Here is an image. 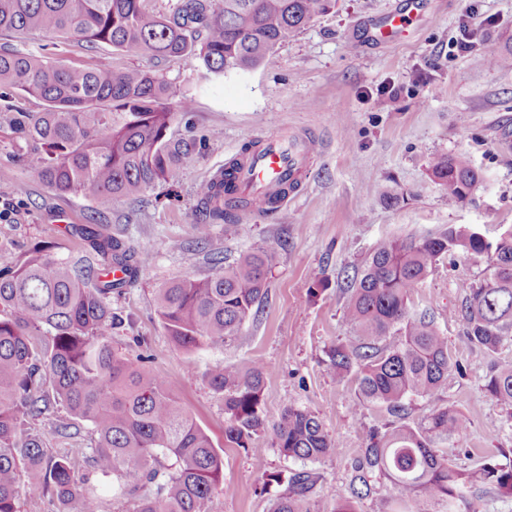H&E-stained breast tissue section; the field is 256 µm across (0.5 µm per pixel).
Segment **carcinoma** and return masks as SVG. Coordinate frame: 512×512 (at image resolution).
<instances>
[{
	"mask_svg": "<svg viewBox=\"0 0 512 512\" xmlns=\"http://www.w3.org/2000/svg\"><path fill=\"white\" fill-rule=\"evenodd\" d=\"M334 0H175L166 13L147 0H0V33L24 39L34 32L81 45L106 44L125 56L159 63L197 61L200 78L257 67L267 55L327 12ZM0 85L45 102L41 112H16L15 130L41 146L51 162L39 177L64 195H90L100 204L138 199L159 181L194 163L191 146L166 136L174 108L189 111L191 96L176 103L172 85L155 70L74 68L45 56L0 45ZM433 177L448 190V204L464 201L481 174L463 154H439ZM197 242L217 224L239 223L247 203L224 180L199 187ZM86 258L56 259L44 247L0 267V512H20V499L48 497L76 512H101L97 496L79 477L72 458L49 451L41 433L26 426L61 405L69 416L92 423L98 433L89 461L112 475L121 495L133 497L126 512H205L224 490V461L209 437L173 395L166 378L141 357L115 348L112 329L121 322L112 296L135 282L149 256L112 237L107 226L76 229ZM485 255L480 285L464 283L461 319L470 342L487 352L512 339V231L496 241L466 224L434 237L393 238L364 262L360 275L344 278V318L351 342L328 353L336 373L357 376L358 402L385 407L402 420L374 432L356 460L350 497L336 512H354L350 498L370 493L374 473L384 476L409 512H473L469 489L476 482L512 496V467L484 463L465 470L439 452L438 444L462 434L467 420L448 406L424 422L403 423L413 399L442 391L455 362L434 317L413 312L411 297L437 262L450 252ZM274 256L249 252L202 279L184 278L160 289L158 314L173 343L192 351L204 342L233 341L256 316L267 294ZM128 278L110 280V267ZM272 372L254 364H226L208 377L224 401V435L244 445L265 430L264 380ZM487 391L512 410V362L495 367ZM275 443L290 458L316 461L338 448L319 418L292 405L272 425ZM30 473L19 482L20 469ZM318 476L298 472L272 512H316L310 496Z\"/></svg>",
	"mask_w": 512,
	"mask_h": 512,
	"instance_id": "1",
	"label": "carcinoma"
}]
</instances>
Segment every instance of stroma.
Returning a JSON list of instances; mask_svg holds the SVG:
<instances>
[{"label":"stroma","mask_w":512,"mask_h":512,"mask_svg":"<svg viewBox=\"0 0 512 512\" xmlns=\"http://www.w3.org/2000/svg\"><path fill=\"white\" fill-rule=\"evenodd\" d=\"M399 2L336 0L329 13L248 71L201 82L193 64L163 63L160 71L174 91L191 87L193 101L191 111L174 113L167 135L194 141L198 155L176 179L155 184L137 201L103 206L89 196L49 189L38 177L47 154L10 123L11 106L39 112L44 103L0 87V263L21 260L40 244L57 259L78 260L80 241L52 222L59 213L77 224L96 217L113 237L149 256L139 278L112 299L123 318L114 341L129 357H147L223 457L224 482L233 491L216 493L206 512H271L285 486L265 483L264 473L284 480L299 471L318 477L311 495L318 512H336L368 431H385L393 421L376 405L354 411L355 377L338 376L328 362L329 347L350 338L339 282L390 237L421 239L451 224H469L493 240L512 228V70L492 63L512 51V0H429L401 40L385 46L366 40L367 25ZM17 47L76 66L151 65L104 44L78 47L45 33ZM380 98L386 108L377 107ZM284 128L316 142L299 191L275 213L241 212L249 235L218 224L206 244L196 245L199 185L245 143ZM437 154L466 155L484 174L464 202L449 204L431 175L429 161ZM384 187L398 194L397 203L383 200ZM258 248L274 256L258 316L231 343H207L192 352L177 348L157 313L159 288L211 275L214 258L230 265ZM488 264L484 255H447L411 299L415 310L434 315L459 366L449 371L438 398L413 402L410 421L420 423L441 405L460 411L466 431L439 448L468 469L512 464V415L486 390L494 366L512 359V340L498 353L486 352L469 342L460 319L462 282L482 281ZM257 362L273 368L263 386L267 423L290 405L309 410L337 441L335 453L315 462L285 457L268 430L242 448L225 439L224 403L206 376L227 364L246 368ZM67 419L60 408L34 426L48 448L71 454L77 471L89 475L102 512H124L127 503L116 497L111 478L90 470L95 427L80 422L59 430Z\"/></svg>","instance_id":"stroma-1"}]
</instances>
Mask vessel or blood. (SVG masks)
<instances>
[{
  "label": "vessel or blood",
  "mask_w": 512,
  "mask_h": 512,
  "mask_svg": "<svg viewBox=\"0 0 512 512\" xmlns=\"http://www.w3.org/2000/svg\"><path fill=\"white\" fill-rule=\"evenodd\" d=\"M425 4L426 0H408L403 12L381 17L372 26L371 40L384 44L398 39ZM315 149L310 137L280 131L260 139L253 151L241 156L233 182L246 200L248 211L261 214L269 205L283 206L286 199L280 194L281 188L302 182Z\"/></svg>",
  "instance_id": "vessel-or-blood-1"
}]
</instances>
